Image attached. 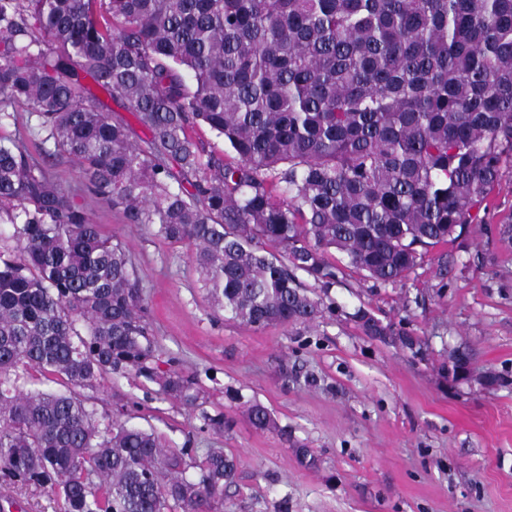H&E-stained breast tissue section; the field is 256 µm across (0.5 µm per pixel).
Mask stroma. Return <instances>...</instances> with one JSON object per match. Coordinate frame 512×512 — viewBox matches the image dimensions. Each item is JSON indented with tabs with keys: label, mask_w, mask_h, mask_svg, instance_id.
Instances as JSON below:
<instances>
[{
	"label": "stroma",
	"mask_w": 512,
	"mask_h": 512,
	"mask_svg": "<svg viewBox=\"0 0 512 512\" xmlns=\"http://www.w3.org/2000/svg\"><path fill=\"white\" fill-rule=\"evenodd\" d=\"M0 136L22 141L70 186L103 236L127 245L148 301L160 361L179 358L198 375L208 410L233 426L201 431L193 412L155 397V384L107 375L95 394L113 414L114 396L139 409L129 424L156 432L167 448H221L236 463L223 512H512V174L473 210L454 243L429 250L406 280L382 284L341 268L335 313L315 323L255 329L214 312L189 248L154 227L126 223L121 211L82 187L74 161L45 158L34 116L14 105ZM418 337L402 349L365 336L357 309ZM473 355L469 379L448 375L455 348ZM499 375L495 385L488 374ZM258 403L278 432L247 418ZM307 448L316 468L300 465Z\"/></svg>",
	"instance_id": "1"
}]
</instances>
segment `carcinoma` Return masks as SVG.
<instances>
[{
  "label": "carcinoma",
  "mask_w": 512,
  "mask_h": 512,
  "mask_svg": "<svg viewBox=\"0 0 512 512\" xmlns=\"http://www.w3.org/2000/svg\"><path fill=\"white\" fill-rule=\"evenodd\" d=\"M149 131L86 104L92 88ZM21 104L47 157L84 187L193 247L208 298L255 328L336 311L333 248L380 283L462 236L512 171V0H0V123ZM202 122L238 163L206 155ZM0 482L46 487L63 512H213L236 466L103 422L88 394L133 372L199 411L196 378L158 371L127 246L101 235L17 140L0 138ZM318 284L315 299L299 281ZM370 338L411 336L366 309ZM67 389H31L28 371ZM251 424L277 425L252 404Z\"/></svg>",
  "instance_id": "cac0c4a2"
}]
</instances>
